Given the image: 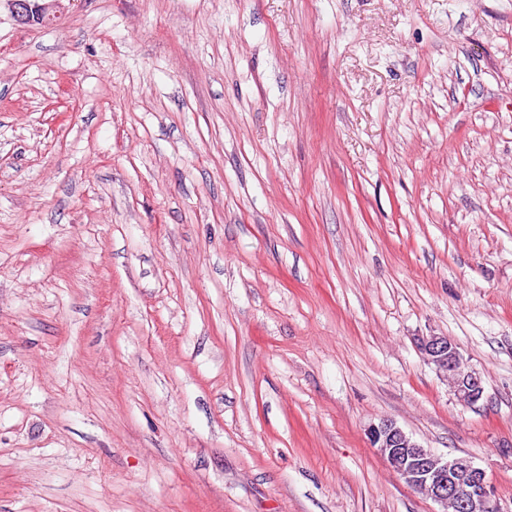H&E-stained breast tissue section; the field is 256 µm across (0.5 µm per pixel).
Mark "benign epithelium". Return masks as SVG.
<instances>
[{
    "label": "benign epithelium",
    "mask_w": 512,
    "mask_h": 512,
    "mask_svg": "<svg viewBox=\"0 0 512 512\" xmlns=\"http://www.w3.org/2000/svg\"><path fill=\"white\" fill-rule=\"evenodd\" d=\"M15 20L34 27L50 23L63 0H4ZM424 361L445 378L458 401L476 404L483 396L480 374L461 367L464 356L446 336L423 337L418 344ZM371 447L383 455L392 470L410 487L423 490L443 509L452 503L461 512H497L484 470L471 463L461 469L425 448L391 419H381L365 429Z\"/></svg>",
    "instance_id": "benign-epithelium-1"
}]
</instances>
